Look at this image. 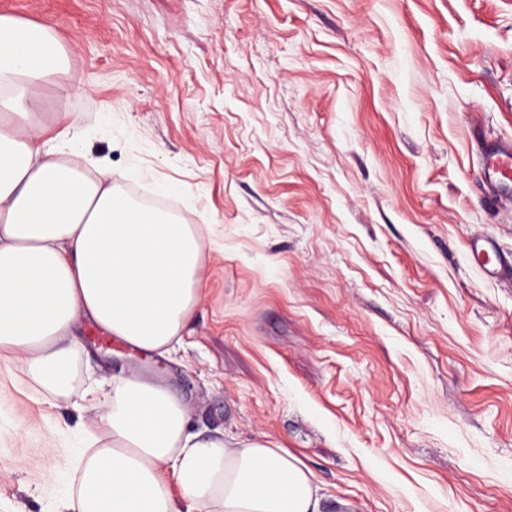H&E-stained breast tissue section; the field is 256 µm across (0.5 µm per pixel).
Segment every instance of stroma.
<instances>
[{
	"instance_id": "35a3bbf8",
	"label": "stroma",
	"mask_w": 512,
	"mask_h": 512,
	"mask_svg": "<svg viewBox=\"0 0 512 512\" xmlns=\"http://www.w3.org/2000/svg\"><path fill=\"white\" fill-rule=\"evenodd\" d=\"M85 88L39 95L132 196L202 214L165 358L196 428L299 457L323 512H512V0H0ZM83 321V376L149 361ZM96 411L0 358V512H60ZM482 171L485 180L497 195L512 186V142L488 145L483 153ZM470 251L476 263L482 268L486 275L498 278L501 272L507 271L509 278L512 279V265L508 264L505 266L502 263L496 249L489 240L481 238L473 240L470 244ZM490 252L497 255L498 258L496 262H489L488 256Z\"/></svg>"
}]
</instances>
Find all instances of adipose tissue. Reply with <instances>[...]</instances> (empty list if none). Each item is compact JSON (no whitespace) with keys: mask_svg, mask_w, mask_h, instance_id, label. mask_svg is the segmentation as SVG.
Listing matches in <instances>:
<instances>
[{"mask_svg":"<svg viewBox=\"0 0 512 512\" xmlns=\"http://www.w3.org/2000/svg\"><path fill=\"white\" fill-rule=\"evenodd\" d=\"M81 84L51 25L0 15V354L44 392L78 401L83 319L164 356L200 301L205 245L186 218L147 206L103 161L41 140L38 91ZM67 512H322L307 466L262 440L230 447L196 431L159 380L117 374L97 403Z\"/></svg>","mask_w":512,"mask_h":512,"instance_id":"obj_1","label":"adipose tissue"}]
</instances>
